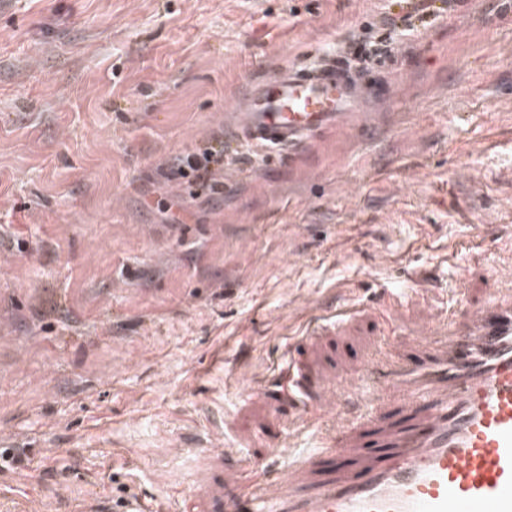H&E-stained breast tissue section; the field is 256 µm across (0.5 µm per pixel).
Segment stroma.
<instances>
[{
  "instance_id": "stroma-1",
  "label": "stroma",
  "mask_w": 512,
  "mask_h": 512,
  "mask_svg": "<svg viewBox=\"0 0 512 512\" xmlns=\"http://www.w3.org/2000/svg\"><path fill=\"white\" fill-rule=\"evenodd\" d=\"M330 53L371 74L348 124L225 139L250 82ZM208 150L219 194L174 171ZM511 287L512 0H0V450L28 458L0 512H224L230 465L287 479L305 405L380 355L427 364L428 317ZM300 301L305 380L250 398ZM405 418L352 432L348 470Z\"/></svg>"
}]
</instances>
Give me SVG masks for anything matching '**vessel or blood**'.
Segmentation results:
<instances>
[{
	"label": "vessel or blood",
	"instance_id": "b4317fda",
	"mask_svg": "<svg viewBox=\"0 0 512 512\" xmlns=\"http://www.w3.org/2000/svg\"><path fill=\"white\" fill-rule=\"evenodd\" d=\"M344 58L327 56L314 67H285L250 83L234 103V141L293 149L343 125L361 96ZM447 327L448 344L425 369H366L369 420L403 403L406 425L380 444L370 466L333 479L307 495L280 481L238 494L227 512H512V298L497 289L467 308L461 321L430 318L426 334ZM344 392L326 393L288 426V456L304 466L320 454L343 463L354 422ZM333 415L322 430L317 418Z\"/></svg>",
	"mask_w": 512,
	"mask_h": 512
}]
</instances>
